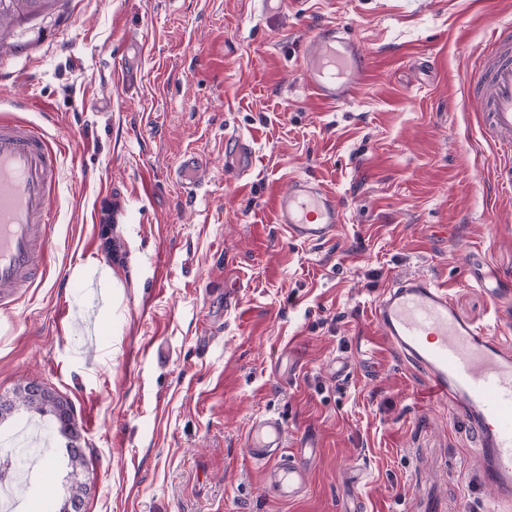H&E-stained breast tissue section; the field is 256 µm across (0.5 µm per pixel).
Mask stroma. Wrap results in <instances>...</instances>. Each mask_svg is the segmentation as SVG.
I'll return each instance as SVG.
<instances>
[{"label": "stroma", "instance_id": "obj_1", "mask_svg": "<svg viewBox=\"0 0 512 512\" xmlns=\"http://www.w3.org/2000/svg\"><path fill=\"white\" fill-rule=\"evenodd\" d=\"M509 21L512 0H59L11 24L0 116L42 128L60 164L47 276L0 312V395L34 381L72 403L86 512H482L493 493L464 423L371 305L426 277L485 324L481 279L512 281V169L463 94ZM327 27L371 62L333 107L301 68ZM133 42L138 69L118 79ZM233 131L253 140L243 179L224 168ZM188 151L204 162L191 196L174 175ZM293 175L342 203L333 241L281 234ZM339 357L356 365L343 384ZM266 413L287 450L317 447L293 501L246 453ZM30 420L54 484L30 473L16 512H54L70 468L51 419L16 413L0 436Z\"/></svg>", "mask_w": 512, "mask_h": 512}]
</instances>
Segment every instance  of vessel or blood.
<instances>
[{"mask_svg": "<svg viewBox=\"0 0 512 512\" xmlns=\"http://www.w3.org/2000/svg\"><path fill=\"white\" fill-rule=\"evenodd\" d=\"M494 53L469 82V99L481 129L497 144L512 146V24L492 29ZM303 56L305 78L321 101L336 104L361 91L369 66L359 43L328 28ZM228 168L251 174L254 151L244 135L224 137ZM201 158L183 155L176 176L187 192L198 189ZM57 154L33 125L0 122V308L14 305L17 292L37 284L48 263V242L37 225L54 221ZM276 222L291 241L326 243L344 222L335 192L323 183L290 177L275 201ZM373 318L387 344L413 366L464 421L481 462V477L494 492L491 512L512 505V341L496 328L464 319L447 285L408 278L381 292ZM285 428L274 415L252 423L245 439L249 457L261 465L268 485L282 498L300 497L309 468L297 458L282 459Z\"/></svg>", "mask_w": 512, "mask_h": 512, "instance_id": "vessel-or-blood-1", "label": "vessel or blood"}]
</instances>
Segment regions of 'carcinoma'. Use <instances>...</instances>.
Instances as JSON below:
<instances>
[{
    "mask_svg": "<svg viewBox=\"0 0 512 512\" xmlns=\"http://www.w3.org/2000/svg\"><path fill=\"white\" fill-rule=\"evenodd\" d=\"M54 5L55 0H0V29L9 21L39 15ZM15 411L51 416L58 424L59 433L67 439L66 453L74 482L57 512H71L75 509V502L85 501L88 494L86 484L79 480V474L86 466V456L84 449L76 443L77 432L73 422L72 404L48 388L39 391L37 386L26 383L14 389L12 398L0 397V421Z\"/></svg>",
    "mask_w": 512,
    "mask_h": 512,
    "instance_id": "carcinoma-1",
    "label": "carcinoma"
}]
</instances>
